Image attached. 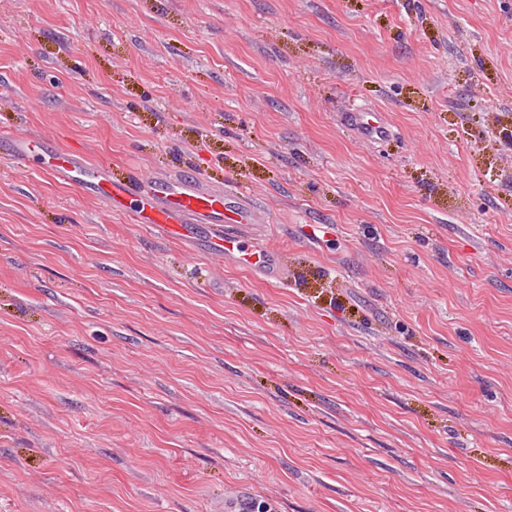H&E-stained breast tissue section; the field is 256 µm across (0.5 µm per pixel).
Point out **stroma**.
I'll use <instances>...</instances> for the list:
<instances>
[{
  "label": "stroma",
  "instance_id": "stroma-1",
  "mask_svg": "<svg viewBox=\"0 0 512 512\" xmlns=\"http://www.w3.org/2000/svg\"><path fill=\"white\" fill-rule=\"evenodd\" d=\"M0 131L282 265L0 154V512H512V0H0ZM347 121L360 137L368 140L384 137L389 132L387 124L374 112H352ZM1 149L20 169L37 168L89 190L112 212L127 214L135 223L158 228L174 240L191 237L201 224L247 226L268 221L247 193L205 189L190 172L154 178L150 191L141 193L136 178H115L110 165L91 162L40 137L0 133ZM235 236H224L213 231L209 238V249L213 255L224 256V260L238 267L263 273L269 278L278 279L280 274V259L278 254L269 249H248L245 245V234L242 227Z\"/></svg>",
  "mask_w": 512,
  "mask_h": 512
}]
</instances>
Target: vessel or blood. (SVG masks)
Segmentation results:
<instances>
[{"mask_svg":"<svg viewBox=\"0 0 512 512\" xmlns=\"http://www.w3.org/2000/svg\"><path fill=\"white\" fill-rule=\"evenodd\" d=\"M356 133L373 140L387 135V124L372 112H353L347 118ZM0 151L19 168H37L56 180L86 189L111 211L128 215L135 223L160 229L174 240L192 236L196 226L213 225L209 238L212 254L239 267L278 278L280 259L269 249L248 248L245 226L266 223L267 218L244 192L227 193L201 186L192 173L157 177L147 192H139L136 178L113 177L110 166L52 146L40 137L0 133Z\"/></svg>","mask_w":512,"mask_h":512,"instance_id":"vessel-or-blood-1","label":"vessel or blood"}]
</instances>
